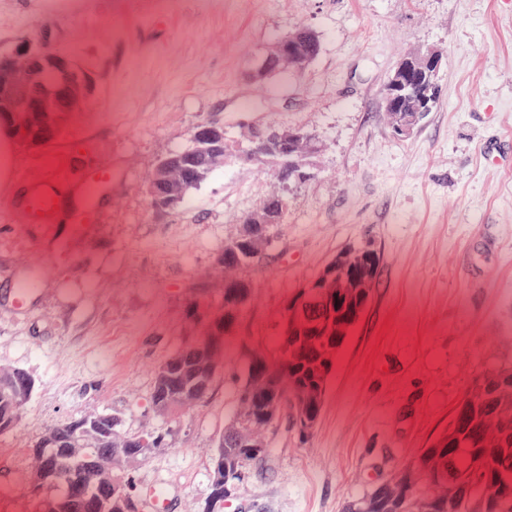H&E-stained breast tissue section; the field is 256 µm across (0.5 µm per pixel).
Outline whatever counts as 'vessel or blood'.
Listing matches in <instances>:
<instances>
[{
  "instance_id": "b4317fda",
  "label": "vessel or blood",
  "mask_w": 512,
  "mask_h": 512,
  "mask_svg": "<svg viewBox=\"0 0 512 512\" xmlns=\"http://www.w3.org/2000/svg\"><path fill=\"white\" fill-rule=\"evenodd\" d=\"M110 174V169L105 168L100 176L85 178L70 185L50 173L21 176L20 191L8 204L9 219L32 232H49L58 222L59 212L54 208L56 198L71 191L81 198L83 204H93Z\"/></svg>"
}]
</instances>
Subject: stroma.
Returning a JSON list of instances; mask_svg holds the SVG:
<instances>
[{
    "instance_id": "1",
    "label": "stroma",
    "mask_w": 512,
    "mask_h": 512,
    "mask_svg": "<svg viewBox=\"0 0 512 512\" xmlns=\"http://www.w3.org/2000/svg\"><path fill=\"white\" fill-rule=\"evenodd\" d=\"M305 28L320 39L314 60L254 81L259 56ZM41 42L94 91L51 142H16L0 197L44 171L70 179L108 164L112 182L93 205L65 198L44 238L0 213V368L36 383L0 435V512H30L38 438L102 412L123 434H167L129 474L139 512L155 485L166 512H202L246 349L278 362L288 297L349 247L379 263L321 420L306 440L286 422L271 428L273 454L250 462L225 512H345L447 428L476 378L512 364V0H0V55ZM425 47L445 53L438 106L399 140L384 85ZM206 122L239 144L300 127L322 150L315 177L290 187L273 247L244 273L254 300L208 393L162 416L155 372L188 334L186 304L220 306L217 257L278 187L271 165L229 159L179 207L150 214L156 161ZM14 269L42 278L24 310L5 280Z\"/></svg>"
}]
</instances>
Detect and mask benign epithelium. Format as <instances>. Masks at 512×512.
<instances>
[{
	"mask_svg": "<svg viewBox=\"0 0 512 512\" xmlns=\"http://www.w3.org/2000/svg\"><path fill=\"white\" fill-rule=\"evenodd\" d=\"M312 32L303 30L279 40L272 49L263 53L253 70V79L260 82L267 70L274 66L279 70L294 68L301 61H311L315 54L303 55L304 40ZM443 52L436 48L413 51L406 54L387 77L386 95L392 98L385 111L390 117L389 127L397 139L410 137L423 119L431 112L432 97L436 90L443 66ZM42 68L50 69L55 76L56 89L50 90L39 84L34 74ZM91 93L90 84L79 74L78 66L66 55L57 53L42 44L29 45L0 56V120L11 123L14 130L25 131L21 141L41 145L48 142L58 131L65 114L79 112ZM194 149L180 150L161 157L156 168L159 174L149 186V206L152 213H159L165 200L163 189L168 174L199 156H224V135L204 123L193 134ZM316 151V139L301 130L269 131L266 135H254L250 144L239 152L242 161L250 163L268 152L281 158V167L294 174V180L305 182L314 176L311 160ZM287 188L283 187L268 203L244 215L240 237L247 240L244 251L224 249L218 257V265L226 271L224 276V301L217 310L207 307L201 300L193 299L185 311L190 321L211 326L214 319L224 320L218 333L207 331L205 336L194 339L197 358L195 384L190 390L165 393L163 399L153 400L156 413L171 414L177 408H186L200 400V393L208 391L211 380L223 364L224 337L236 333L239 319L250 305L248 281L235 275L246 263L245 255L256 257L268 247V230L283 222L288 209ZM347 254L341 252L321 270L320 277L290 296L284 307L281 328L283 340L296 335L300 325L310 324L315 329L325 324V318L335 306L336 298L350 288L346 274ZM97 420H80L71 424V438L61 469L69 478L83 480L87 473L94 474L98 488L110 489L109 494L97 502L98 512H109L116 492L117 478L112 475V461L123 459L129 465L139 463L140 457L154 451L164 442V436L154 439L143 437L139 447L116 448L108 452H94L85 447V439L96 429ZM229 476L224 455L217 454L212 460L211 480L216 488L226 485Z\"/></svg>",
	"mask_w": 512,
	"mask_h": 512,
	"instance_id": "obj_1",
	"label": "benign epithelium"
}]
</instances>
